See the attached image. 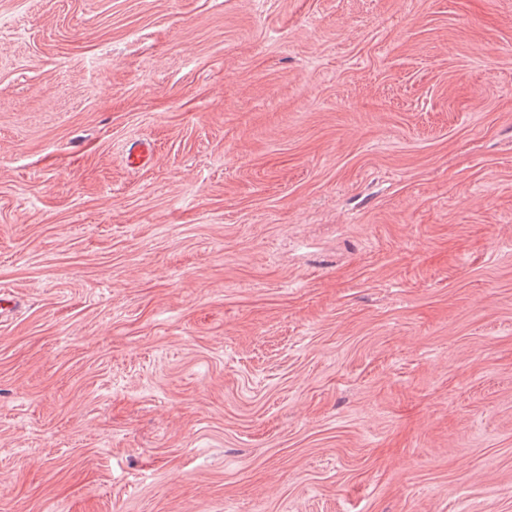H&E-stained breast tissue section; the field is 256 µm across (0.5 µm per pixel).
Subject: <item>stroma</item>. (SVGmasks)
<instances>
[{
    "label": "stroma",
    "instance_id": "35a3bbf8",
    "mask_svg": "<svg viewBox=\"0 0 512 512\" xmlns=\"http://www.w3.org/2000/svg\"><path fill=\"white\" fill-rule=\"evenodd\" d=\"M0 294V512H512V0H0Z\"/></svg>",
    "mask_w": 512,
    "mask_h": 512
}]
</instances>
